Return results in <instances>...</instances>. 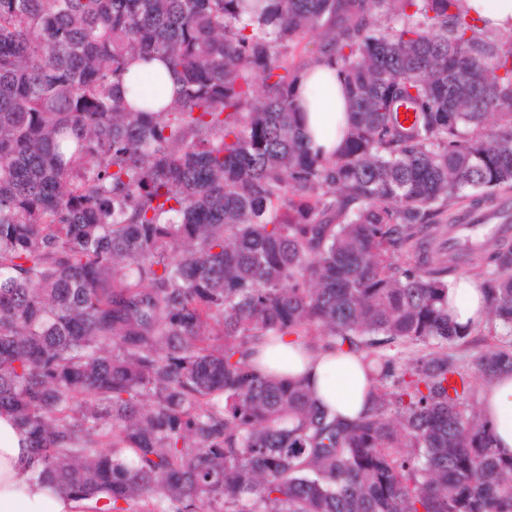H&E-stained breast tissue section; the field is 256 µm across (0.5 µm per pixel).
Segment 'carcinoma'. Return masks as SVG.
<instances>
[{
    "mask_svg": "<svg viewBox=\"0 0 512 512\" xmlns=\"http://www.w3.org/2000/svg\"><path fill=\"white\" fill-rule=\"evenodd\" d=\"M478 22L463 0H0V413L38 477L104 512H512L471 402L512 370V239L435 244L512 191V36ZM327 53L350 112L330 157L294 94ZM134 57L178 77L170 104L128 102ZM482 327L500 343L448 353ZM276 336L363 354L370 410L266 374ZM460 275L448 287V306L454 321L458 325H467L478 321L482 316L484 307L483 293L479 282L472 275L470 268L463 267Z\"/></svg>",
    "mask_w": 512,
    "mask_h": 512,
    "instance_id": "carcinoma-1",
    "label": "carcinoma"
}]
</instances>
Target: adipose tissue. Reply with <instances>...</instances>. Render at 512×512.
<instances>
[{
	"mask_svg": "<svg viewBox=\"0 0 512 512\" xmlns=\"http://www.w3.org/2000/svg\"><path fill=\"white\" fill-rule=\"evenodd\" d=\"M178 86L176 76L159 58L131 59L125 89L170 100ZM297 103L304 113L302 132L313 150L330 154L347 126V99L343 78L334 62L321 59L301 71L296 82ZM448 306L455 322L478 321L484 307L477 279L459 276L448 287ZM260 361L275 374L306 384L318 406L337 416L354 419L370 408L373 382L361 355L334 351L313 353L291 338L278 341ZM480 408L494 434L497 448L512 453V372L498 374L485 388ZM29 441L7 413L0 414V512H98L101 501L76 498L53 484L32 479Z\"/></svg>",
	"mask_w": 512,
	"mask_h": 512,
	"instance_id": "1",
	"label": "adipose tissue"
}]
</instances>
